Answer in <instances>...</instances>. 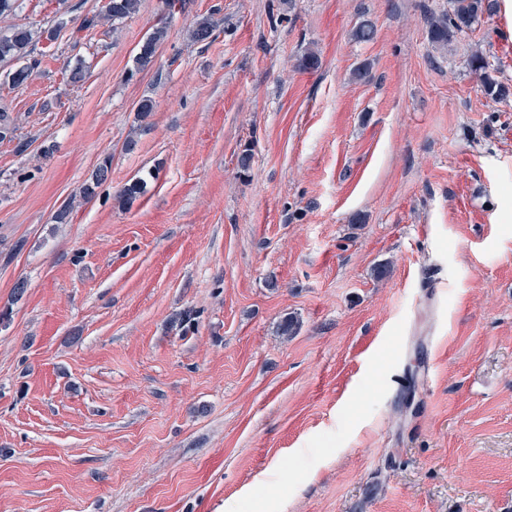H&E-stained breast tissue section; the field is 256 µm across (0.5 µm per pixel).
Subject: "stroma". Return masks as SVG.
<instances>
[{
    "mask_svg": "<svg viewBox=\"0 0 512 512\" xmlns=\"http://www.w3.org/2000/svg\"><path fill=\"white\" fill-rule=\"evenodd\" d=\"M105 3L0 18V512H512V0ZM140 0H107L104 6V15L112 19V25L135 14L139 9ZM451 11L430 23V38L440 46H448L457 34L471 28L483 14L493 15L497 0H451ZM32 42V33L23 26L15 25L7 32L0 33V63L20 60H31L33 50L29 48ZM165 37L163 29H155L145 42L140 47L138 54L135 57V64L138 69H143L149 66L154 57L156 47ZM470 66L472 71L479 76L486 94L499 100L507 99L512 95V89L510 86L499 82L489 74L487 70L489 68V64L482 54L476 53L472 55L470 59Z\"/></svg>",
    "mask_w": 512,
    "mask_h": 512,
    "instance_id": "obj_1",
    "label": "stroma"
}]
</instances>
